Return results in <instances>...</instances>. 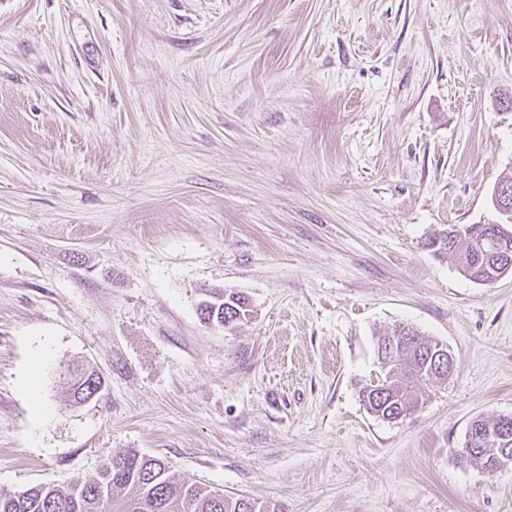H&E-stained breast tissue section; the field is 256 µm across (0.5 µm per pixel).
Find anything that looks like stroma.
Segmentation results:
<instances>
[{"label":"stroma","mask_w":512,"mask_h":512,"mask_svg":"<svg viewBox=\"0 0 512 512\" xmlns=\"http://www.w3.org/2000/svg\"><path fill=\"white\" fill-rule=\"evenodd\" d=\"M510 96L512 0H0V487L136 450L280 512H512L455 454L512 414V274L426 246L498 221ZM214 288L250 318L201 322ZM401 322L455 373L390 423L359 390ZM70 398L75 403L91 400L102 388L99 374L84 365H69L66 370Z\"/></svg>","instance_id":"obj_1"}]
</instances>
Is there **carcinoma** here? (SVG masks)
<instances>
[{"mask_svg": "<svg viewBox=\"0 0 512 512\" xmlns=\"http://www.w3.org/2000/svg\"><path fill=\"white\" fill-rule=\"evenodd\" d=\"M451 226L434 232L427 242L434 254L448 258L469 279L481 284L498 276L497 264L504 250L512 257V228L494 224H466L448 240ZM201 319L210 325L233 328L251 315L249 299L239 292L216 289L199 305ZM397 336L403 343L385 375V395H373L369 386L359 390L366 410L380 418L404 419L421 405V392L444 383L426 356L436 352L439 342L425 338L403 323L383 337ZM70 398L76 403L91 400L102 388L99 374L82 365L65 370ZM499 448L482 451L457 450L465 463L492 472ZM0 512H276L266 502L248 496H224L189 477L169 471L159 459L128 451L112 457L82 483L37 485L23 491L0 488Z\"/></svg>", "mask_w": 512, "mask_h": 512, "instance_id": "1", "label": "carcinoma"}]
</instances>
